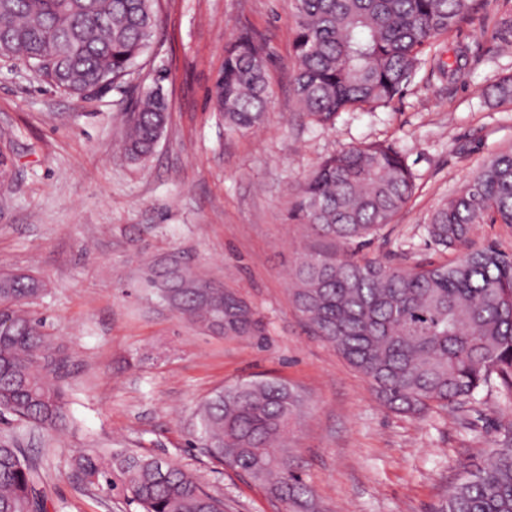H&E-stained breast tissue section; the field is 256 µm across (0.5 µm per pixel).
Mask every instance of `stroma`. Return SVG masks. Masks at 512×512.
Listing matches in <instances>:
<instances>
[{"instance_id":"obj_1","label":"stroma","mask_w":512,"mask_h":512,"mask_svg":"<svg viewBox=\"0 0 512 512\" xmlns=\"http://www.w3.org/2000/svg\"><path fill=\"white\" fill-rule=\"evenodd\" d=\"M476 19L441 37L387 106L317 126L293 93L292 0H160L144 79L159 80L170 121L146 161L116 143L128 93L81 98L0 61V268L38 276L32 305L52 348L68 427L62 440L0 416V439L40 467L46 512H140L120 484H88L75 466L114 452L169 461L224 498V512H283L250 477L210 459L197 413L215 391L275 378L304 398L285 444L321 512H436L464 467L512 429L498 388L425 419L382 407L365 378L315 335L293 302L295 266L315 244L289 213L293 190L352 145L401 151L418 190L364 253L398 268L442 263L421 229L495 153L512 148V107L484 97L512 74V0H477ZM250 33L266 53L271 103L260 129L229 133L210 94L224 49ZM466 44L454 79L437 70ZM247 301L262 336L228 339L181 320L147 285L171 259Z\"/></svg>"}]
</instances>
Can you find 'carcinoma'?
Segmentation results:
<instances>
[{"mask_svg":"<svg viewBox=\"0 0 512 512\" xmlns=\"http://www.w3.org/2000/svg\"><path fill=\"white\" fill-rule=\"evenodd\" d=\"M293 89L301 112L330 121L373 111L407 85L438 39L472 23L475 0H294ZM160 28L157 0H0V60L28 62L38 77L76 96L106 81L121 89ZM512 104V77L487 89ZM214 107L230 132L263 124L270 105L267 60L245 33L225 49ZM170 113L159 82L138 86L122 148L153 155ZM415 175L389 144L361 143L324 159L295 188L291 219L321 245L301 258L293 301L319 336L366 379L389 410L422 418L476 401L498 381L512 400V252L471 247L478 224L512 226V150L495 155L423 225L427 240L461 258L392 267L358 254L411 200ZM170 306L225 338L261 335L254 309L232 292L183 284ZM44 292L34 277L0 270V414L41 429L67 426L64 394L42 321L29 307ZM303 399L277 379L216 391L198 414L204 453L261 483L292 512H315L308 486L282 441ZM91 484L118 473L143 512H224V500L158 458L114 453L76 459ZM42 478L13 440L0 442V512H45ZM439 512H512V436L465 469Z\"/></svg>","mask_w":512,"mask_h":512,"instance_id":"obj_1","label":"carcinoma"}]
</instances>
